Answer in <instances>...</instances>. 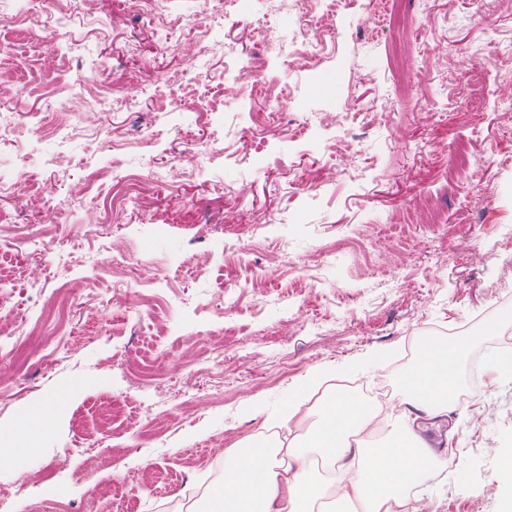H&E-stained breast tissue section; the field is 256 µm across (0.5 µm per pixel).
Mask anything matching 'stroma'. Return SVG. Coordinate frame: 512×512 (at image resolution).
<instances>
[{
    "instance_id": "1",
    "label": "stroma",
    "mask_w": 512,
    "mask_h": 512,
    "mask_svg": "<svg viewBox=\"0 0 512 512\" xmlns=\"http://www.w3.org/2000/svg\"><path fill=\"white\" fill-rule=\"evenodd\" d=\"M265 7L271 26L291 36L298 0H253L219 26L201 0H156L150 18L129 0H83L47 97L34 91L44 80L39 43L0 30V113L20 125L0 153L28 156L31 181L54 196L50 212L22 191L0 196V252L22 271L7 291L30 324L56 289L83 292L46 330L32 334L29 324L11 338L29 359L0 387V487L18 488L5 512H114L94 488L150 465L158 474L139 489L135 512H205L206 497L186 501L180 485L223 466L214 436H231L235 447L284 439L293 402L321 403L340 380L371 388L386 377L403 389L397 362L439 329L459 342L458 366L480 355L488 389L449 402L448 443L464 467L430 464L413 498L432 512H512V361H490L492 339L512 328V287L500 285L512 270V0L491 14L481 0H339L318 15V27L336 33L319 64L284 62L265 45L251 25L252 10ZM260 47L268 84L292 93L291 125L251 142L249 115L266 102L238 90L249 79L243 59ZM91 67L107 106L85 78ZM474 74L478 104L449 102V82ZM61 112L104 133L144 131L147 143L112 152L55 134ZM459 138L474 142L483 201L465 202L448 183ZM186 151L193 164L172 168ZM149 160L154 207L115 211L107 232L94 235L99 211L74 185L97 170L106 195L114 174ZM427 195L445 232L424 230ZM345 235L377 242L365 278H352L342 256L295 273V262ZM47 244L59 252L49 267L40 258ZM124 252L146 271H169L170 287L143 289L162 300L163 331L150 320H115L101 296ZM195 254L208 259L200 276L183 265ZM231 278L241 284L234 308L220 294ZM92 313L109 321L108 335L83 338L66 361L52 362ZM317 319L327 335L314 329ZM188 331L225 336L191 414L166 363L152 388L122 401L119 364L142 337L168 346ZM131 412L169 425L159 437L138 433ZM78 439L83 450L71 451Z\"/></svg>"
}]
</instances>
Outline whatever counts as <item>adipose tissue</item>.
I'll list each match as a JSON object with an SVG mask.
<instances>
[{
	"label": "adipose tissue",
	"mask_w": 512,
	"mask_h": 512,
	"mask_svg": "<svg viewBox=\"0 0 512 512\" xmlns=\"http://www.w3.org/2000/svg\"><path fill=\"white\" fill-rule=\"evenodd\" d=\"M455 345L425 348L405 400L430 417L447 412L456 383ZM314 432L262 449H232L224 460V484L212 491L208 512H391L404 504L405 489L423 480L437 453L405 417L401 438L374 448L358 434L373 420L359 400L329 396L317 410Z\"/></svg>",
	"instance_id": "ef3b65f1"
}]
</instances>
